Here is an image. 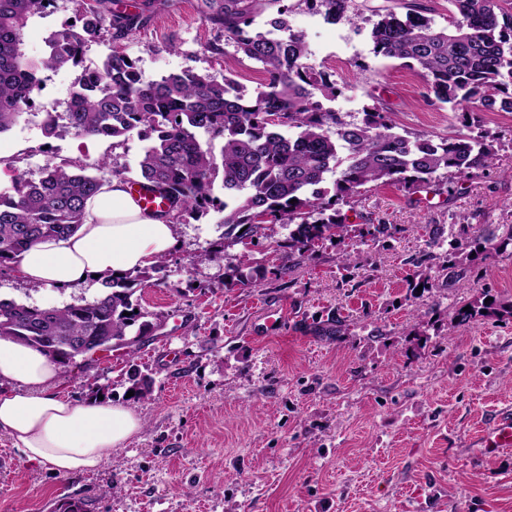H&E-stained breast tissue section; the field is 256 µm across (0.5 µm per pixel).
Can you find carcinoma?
Instances as JSON below:
<instances>
[{
    "instance_id": "obj_1",
    "label": "carcinoma",
    "mask_w": 512,
    "mask_h": 512,
    "mask_svg": "<svg viewBox=\"0 0 512 512\" xmlns=\"http://www.w3.org/2000/svg\"><path fill=\"white\" fill-rule=\"evenodd\" d=\"M73 22L49 40L67 51L37 60L22 51L29 19L56 0H0V134L11 129L33 102L43 70L78 67L85 45L108 33L123 40L172 6V0H141L126 12L117 0H77ZM284 0H197L200 19L234 40L237 50L262 65L268 83L249 95L231 77L217 80L187 69L144 80L137 61L122 52L97 66L95 78L70 105L65 128L86 139L119 146L137 133L147 141L135 183L167 199L156 215L174 225L217 210L224 213V248L255 243L266 223L288 226V251L304 258L320 243L348 233L347 205L370 183L404 188L439 187L450 176L472 178L490 168L495 139L459 134L433 139L396 131L377 106L356 123L340 120L314 100V91L336 97L330 75L309 66L303 38L290 33ZM331 21L357 16L355 0H305ZM395 0L378 11L371 30L373 53L421 69L428 90L452 111L512 112V6L509 0H448V25ZM276 16L267 28L256 19ZM223 141L220 152L198 131ZM104 159L71 167L48 163L37 181L0 193V272L16 271L20 256L37 242L75 234L85 223L86 203L106 181ZM222 178L224 202H215ZM154 265L102 278L105 290L90 301L38 308L0 300V338L43 351L67 370L95 350L134 351L152 341L161 316L133 299L161 272ZM512 316V305L470 304L454 318Z\"/></svg>"
}]
</instances>
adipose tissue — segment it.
<instances>
[{"label": "adipose tissue", "mask_w": 512, "mask_h": 512, "mask_svg": "<svg viewBox=\"0 0 512 512\" xmlns=\"http://www.w3.org/2000/svg\"><path fill=\"white\" fill-rule=\"evenodd\" d=\"M88 218L67 238L36 243L20 257L27 283L62 292L84 277L154 265L176 246L175 227L143 212L124 181H107L88 203ZM60 367L40 350L0 338V434L24 463L56 474L90 472L138 434L128 407L90 398L75 402L58 391Z\"/></svg>", "instance_id": "ef3b65f1"}]
</instances>
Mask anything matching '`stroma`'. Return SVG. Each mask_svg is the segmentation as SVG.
Listing matches in <instances>:
<instances>
[{"instance_id":"stroma-1","label":"stroma","mask_w":512,"mask_h":512,"mask_svg":"<svg viewBox=\"0 0 512 512\" xmlns=\"http://www.w3.org/2000/svg\"><path fill=\"white\" fill-rule=\"evenodd\" d=\"M356 22L326 20L304 0H285L306 62L339 89L324 108L346 122L365 107L389 112L399 130L499 137L495 169L440 190L368 184L342 206L348 237L326 241L304 259L280 244L287 226L266 224L253 249V282L230 284L216 214L178 225L160 286L139 291L165 322L138 349L104 352L64 374L60 391L130 407L141 432L93 473L66 476L25 464L0 434L11 467L0 470V512H512V453L486 454L477 436L512 408V318L454 319L477 300L512 301V112L463 120L430 94L422 73L375 56L371 29L386 0H356ZM75 0L32 17L23 51L37 59L49 35L74 19ZM221 43L220 54L208 52ZM136 59L145 79L185 68L233 76L247 93L267 74L232 39L203 22L195 0L173 8L129 38L89 42L85 57L111 51ZM78 69L45 70L32 109L0 135V170L38 180L46 162L91 163L137 176L143 141L120 146L60 131L46 137L36 114L64 109ZM370 224L391 234L375 238ZM502 240L474 254L476 230ZM90 282L59 293L0 275V299L64 307L100 294ZM338 319L343 331L320 328ZM149 383L129 398V373Z\"/></svg>"}]
</instances>
